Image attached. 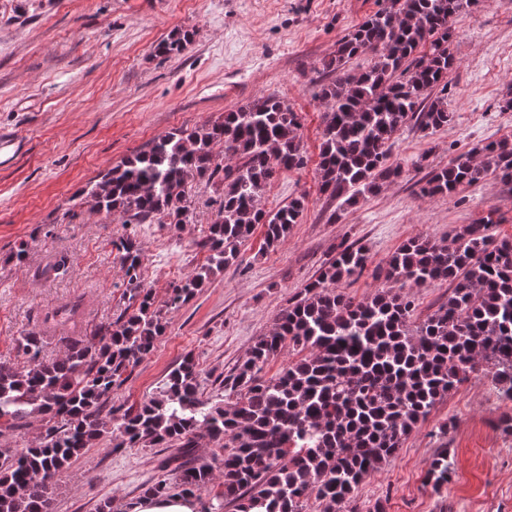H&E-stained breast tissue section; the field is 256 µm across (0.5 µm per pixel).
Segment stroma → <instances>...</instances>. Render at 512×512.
<instances>
[{
  "label": "stroma",
  "instance_id": "1",
  "mask_svg": "<svg viewBox=\"0 0 512 512\" xmlns=\"http://www.w3.org/2000/svg\"><path fill=\"white\" fill-rule=\"evenodd\" d=\"M376 9V0H0V360L22 365L16 340L31 330L43 331L47 358L61 356L63 329L44 330L42 319L73 297L82 299L86 331L123 313L125 266L112 246L118 237H136L144 286L159 305L173 282L205 265L198 243L209 234L214 185L188 184L196 217L177 228L104 217L76 194L155 137L223 120L272 93L299 112L307 163L277 174L263 203L274 212L304 197L298 224L270 249L255 226L236 263L167 311L164 335L114 392L113 407L138 408L188 357L204 395L221 399V380L340 242L365 247L372 269L410 239H447L491 210L500 217L498 235L512 237V184L489 175L449 197L419 193L427 174L450 157L512 136V111L500 109L512 89V0H479L453 19V119L432 133L410 125L397 132L390 160L401 165V177L344 210L320 193L324 65L338 40ZM180 29L192 34L182 52L156 56L155 46ZM22 242L27 264L7 263ZM62 258L64 274L34 277L36 267ZM371 269L339 290L364 300L398 290ZM505 409L484 378H470L365 479L362 512L376 504L383 512H512V435L497 427ZM448 420L453 428L439 434ZM443 445L453 472L436 492L427 474ZM169 454L98 442L59 474L52 510L95 512L108 499L112 512H125L147 485L170 477Z\"/></svg>",
  "mask_w": 512,
  "mask_h": 512
}]
</instances>
